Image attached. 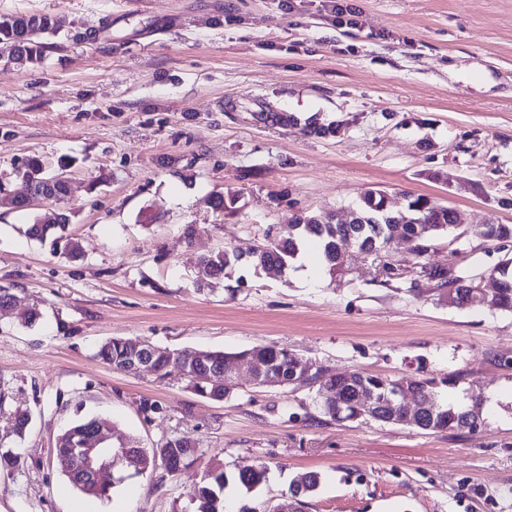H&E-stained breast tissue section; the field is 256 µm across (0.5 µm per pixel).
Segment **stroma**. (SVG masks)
<instances>
[{"label": "stroma", "instance_id": "obj_1", "mask_svg": "<svg viewBox=\"0 0 512 512\" xmlns=\"http://www.w3.org/2000/svg\"><path fill=\"white\" fill-rule=\"evenodd\" d=\"M354 27L323 0H0V13L55 17L41 64L0 48V512H191L205 469L264 463L253 491L229 485L227 512L269 503L302 474L321 483L304 512H512V313L442 290L384 285L349 244V275L306 287L294 272L211 279L200 257L245 254L296 216L346 214L369 188L393 209L411 194L453 208L429 264L490 273L512 242V0H349ZM110 33H102L104 21ZM91 39L74 40V31ZM64 173L63 203H9L23 159ZM238 195L232 213L213 197ZM83 257L69 261L27 237L58 209ZM39 308L40 317L21 316ZM111 337L170 351L288 348L325 376H458L484 399L480 432L337 422L306 387L256 385L241 369L226 402L150 369L96 358ZM32 421L10 432L16 407ZM106 419L114 437L149 448L191 438L201 456L91 499L54 465L77 416Z\"/></svg>", "mask_w": 512, "mask_h": 512}]
</instances>
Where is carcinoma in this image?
I'll list each match as a JSON object with an SVG mask.
<instances>
[{"instance_id": "1", "label": "carcinoma", "mask_w": 512, "mask_h": 512, "mask_svg": "<svg viewBox=\"0 0 512 512\" xmlns=\"http://www.w3.org/2000/svg\"><path fill=\"white\" fill-rule=\"evenodd\" d=\"M57 31V22L46 14H3L0 15V47L9 52L10 60L19 67H29L40 63L44 57L46 43L44 39ZM42 161L31 157L25 164V170L20 175V183L11 197V202L17 207L28 204V195L43 191L62 200L67 189L62 184L49 187L45 184ZM386 192L378 189L376 196L366 195L360 199L359 211L369 217H380V205L384 202ZM408 205L417 207L419 224H404L402 233L413 242L415 256L416 278L410 283L415 287L423 281L436 289L450 288L455 299L448 304L461 307L468 304L467 297L476 290V276L467 275L455 266H432L425 261L431 241L439 234L447 233L457 228L448 223V207L439 205L423 195H412ZM331 215H301L297 222L288 225V237L270 238L265 235L251 256L255 271L265 270L273 265L285 268L299 253V244L307 238L316 240L323 250L328 274L332 277L344 276L345 271L336 263V239L342 235L352 236V246L359 251L376 250L382 254L388 251L391 240L387 236H378L376 229L388 228V225L377 224H334ZM70 224L69 212L60 210L55 213L52 223L46 224L37 219L26 228V234L34 239L45 240L52 238L53 245L62 250L71 260L82 258V251L77 239L67 233ZM484 237L499 242L512 240L511 224H489L483 231ZM202 265L210 275L227 279L233 277L238 260L233 251L219 250L201 258ZM507 259L499 262L493 271L499 274L495 279L497 288L492 299L498 308L512 311V274ZM96 357L112 369L127 372L137 357L135 346L123 337H111L102 342L96 351ZM148 360L154 372L161 379L180 376L191 384L193 390L203 397L216 402L231 398L236 393V387L214 377L207 378V373L216 364L224 363L226 359L259 362L266 373L282 379V385H312L317 386L316 403L323 414L336 421L367 420L360 414V400L370 398L376 404L378 415L375 420L388 423L397 421L401 410L396 404H391L389 394L397 387L402 391L415 393L423 404L424 416L419 429L429 432L462 431L475 433L482 425L480 408L482 397L471 390L466 394V403L457 404L443 402L439 398V389L443 386H454L459 380L448 376L439 380L435 378L403 377L400 379L381 378L375 375L352 373L341 380L327 378L313 363L306 362L308 370L303 372L296 369L298 355L286 348L255 347L238 353H225L220 350H204L185 348L173 355L168 349L149 345ZM332 393L341 396L342 411L336 412L326 406L324 395ZM105 426L104 420L97 417H86L78 420L67 428L59 437L55 448L54 463L68 478L70 483L81 493L95 498L105 499L116 491L128 478L143 475L156 465L161 464L172 476L176 475L188 463L194 461L200 449L188 437H172L166 439L156 448H142L133 439L126 446L137 453V466L128 469L122 465L116 467V475L111 484L104 485L87 477L80 469L76 458V448L83 437ZM268 469L265 466H245L238 469L236 482L250 492L267 481ZM229 478L224 471V464L217 461L211 464L195 486L191 503L193 512H224V488ZM320 478L318 473L309 472L293 482L288 493L281 496L278 503L268 506L264 503H245L239 512H303L305 499L318 489Z\"/></svg>"}]
</instances>
